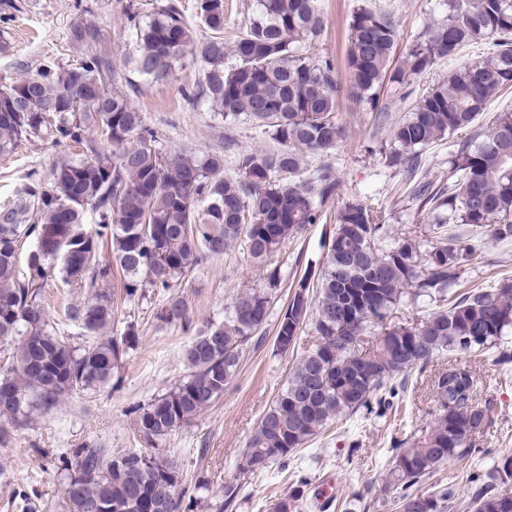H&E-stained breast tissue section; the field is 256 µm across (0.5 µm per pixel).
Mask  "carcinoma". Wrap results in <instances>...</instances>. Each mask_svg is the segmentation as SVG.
Masks as SVG:
<instances>
[{"label":"carcinoma","instance_id":"1","mask_svg":"<svg viewBox=\"0 0 512 512\" xmlns=\"http://www.w3.org/2000/svg\"><path fill=\"white\" fill-rule=\"evenodd\" d=\"M256 2L230 46L224 0H196L207 31L201 40L173 0L147 20L130 15L135 71L163 78L194 50L202 75L185 93L187 104L208 102L229 125L251 120L281 145L238 154L234 178L224 176L222 154L159 146L156 131L116 87L112 62L91 47L89 27L72 30L71 40L88 46L76 62L0 81V154L45 137L82 147L80 158L57 163L44 178H27L0 206V342L14 343L0 365V437L7 424L50 411L68 395L118 384L136 331L130 324L112 334L116 296L138 302L151 289L163 297L157 321L187 332L186 302L175 293L181 278L231 247L266 258L322 219V202L338 186L336 169L324 164L311 180L300 178V170L303 152L328 153L344 137L335 64L315 53L325 22L317 0ZM349 27L351 89L373 108L386 81L402 84L467 47L483 49L428 87L394 126L389 159L409 166L410 175L418 152L468 130L490 99L512 86V0H448L446 19L413 44L397 68L391 14L362 5ZM228 57L233 64H225ZM412 199L434 214V236L388 241L371 207L347 202L338 211L324 262L304 274L276 318L279 350L294 345L309 321L317 344L292 367L263 414L237 459L238 475L286 466L291 453L341 415L386 416L414 386L413 370L448 351L496 349L512 328V286L454 292L475 246L443 233L449 224H466L477 236L512 241V111L500 113L477 145L458 148L448 188L426 184ZM30 238L34 245L21 271L18 257ZM115 265L123 273L118 289L108 287ZM59 275L87 294L82 307L65 310L85 337L79 346L62 335L44 304V286ZM313 278L314 299L308 293ZM276 286L272 281L237 294L223 323L195 332L184 351L189 374L133 408L144 442L165 439L223 397L248 344L270 320ZM407 293L429 298L436 309L413 324L394 321ZM431 390V421L392 448L389 478L402 512L457 508L456 490L423 492L420 486L444 463L476 453L473 437L492 412L475 403L476 375L467 366L435 369ZM64 470L67 512H180L198 490L177 463L147 453L76 448ZM509 480L512 454H504L468 506L512 512V492L496 490Z\"/></svg>","mask_w":512,"mask_h":512}]
</instances>
